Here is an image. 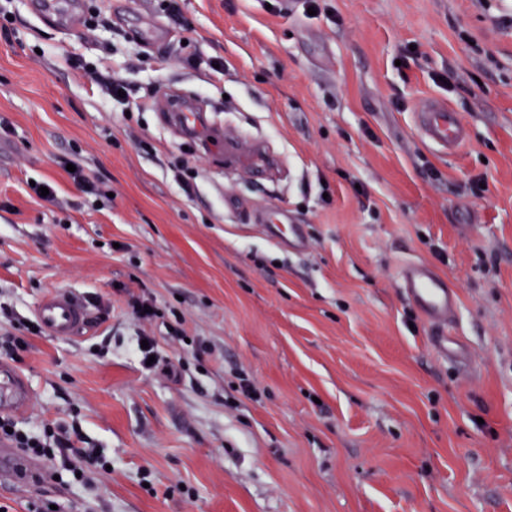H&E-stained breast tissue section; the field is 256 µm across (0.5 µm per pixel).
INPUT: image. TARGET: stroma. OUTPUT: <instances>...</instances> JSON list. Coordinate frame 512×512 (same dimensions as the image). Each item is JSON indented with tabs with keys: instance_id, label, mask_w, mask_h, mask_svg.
<instances>
[{
	"instance_id": "1",
	"label": "stroma",
	"mask_w": 512,
	"mask_h": 512,
	"mask_svg": "<svg viewBox=\"0 0 512 512\" xmlns=\"http://www.w3.org/2000/svg\"><path fill=\"white\" fill-rule=\"evenodd\" d=\"M83 2L65 29L5 4L0 342L54 290L90 321L0 364L32 392L18 428L76 424L112 468L1 487L0 506L512 512V0H319L313 16L305 0H178L181 29L163 0ZM78 57L119 72L129 104ZM173 89L278 165L225 167L165 120ZM428 98L468 125L464 148L422 141ZM278 211L305 248L256 220ZM410 260L457 291L448 333L467 356L429 348L400 288ZM134 297L161 321H135ZM143 335L156 369L135 356ZM76 66L83 71L84 75L89 76L93 81L101 86V88L110 98H112L113 101L123 102L128 98V85L115 72L108 70L101 71L97 67H94L92 64L83 62L77 63ZM118 90L125 92L126 96L124 98L119 97Z\"/></svg>"
}]
</instances>
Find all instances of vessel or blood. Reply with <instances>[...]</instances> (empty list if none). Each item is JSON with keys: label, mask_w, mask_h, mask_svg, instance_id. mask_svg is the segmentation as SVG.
Here are the masks:
<instances>
[{"label": "vessel or blood", "mask_w": 512, "mask_h": 512, "mask_svg": "<svg viewBox=\"0 0 512 512\" xmlns=\"http://www.w3.org/2000/svg\"><path fill=\"white\" fill-rule=\"evenodd\" d=\"M43 17L70 20L77 11V0H38ZM420 136L440 150H454L468 140V130L457 112L432 103L417 114ZM225 163H246L257 169L272 166L273 160L258 150H243L239 145L226 146ZM400 286L405 297L419 310L433 334L431 347L443 358H455L461 350L448 326L456 316L459 298L449 279L431 265L421 261L405 262L400 269ZM35 316L52 336L77 335L89 320L83 302L71 293L60 291L44 298L35 308ZM30 402V391L23 376L7 364L0 365V413L20 412ZM34 461L0 440V487L19 484L35 473Z\"/></svg>", "instance_id": "vessel-or-blood-1"}]
</instances>
